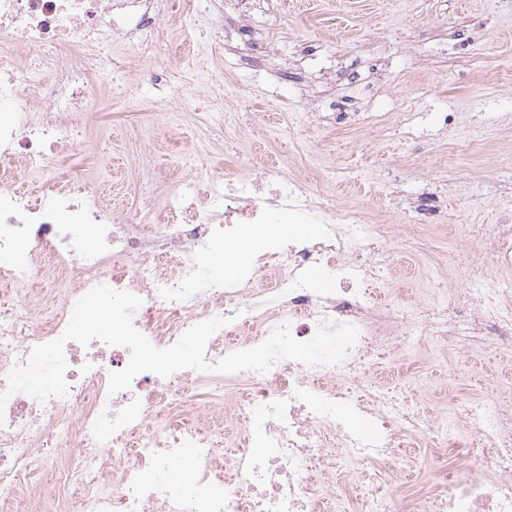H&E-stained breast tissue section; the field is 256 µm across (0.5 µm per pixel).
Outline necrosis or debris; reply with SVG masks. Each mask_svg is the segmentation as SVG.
<instances>
[{"instance_id":"4bbe7bcc","label":"necrosis or debris","mask_w":512,"mask_h":512,"mask_svg":"<svg viewBox=\"0 0 512 512\" xmlns=\"http://www.w3.org/2000/svg\"><path fill=\"white\" fill-rule=\"evenodd\" d=\"M157 0H0V512H18V493L38 471L62 479L42 512H512V379L493 393L448 388L452 415L429 409L431 375L395 381L397 362L420 343L488 351L512 367V224L484 239L497 274L447 288L448 250L414 234L433 272L425 301L378 295L394 248L390 225L337 212L293 182L277 163L243 177L213 164L230 126L224 81L209 85L215 111L193 114L200 131L190 172L164 179L167 198L143 194L113 205L95 172L71 170L86 152L90 76L152 61L163 34ZM122 54L111 55L113 44ZM37 55L24 62L21 50ZM295 215L314 237L268 243L261 253L239 225L262 235ZM231 267L210 277L217 265ZM336 280L323 290L313 272ZM105 285L141 298L133 324L158 349L215 318L214 363L263 343L275 328L310 340L320 322L348 323L358 338L336 365L290 359L264 372L184 369L136 375L113 393L109 376L130 351L95 339L66 342V395L41 401L8 394L7 376L33 347L60 338L76 303ZM370 433L351 429L341 411ZM463 455L479 469L447 486L401 489L425 457L447 465Z\"/></svg>"}]
</instances>
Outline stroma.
Masks as SVG:
<instances>
[{
  "label": "stroma",
  "mask_w": 512,
  "mask_h": 512,
  "mask_svg": "<svg viewBox=\"0 0 512 512\" xmlns=\"http://www.w3.org/2000/svg\"><path fill=\"white\" fill-rule=\"evenodd\" d=\"M196 10L207 27L177 22L152 63L93 80L91 110L113 144L147 114L159 139L173 142L157 154L147 143L119 149L101 168L124 206L134 203L145 165L180 166L195 147L194 125L169 130L160 97L143 78L190 64L194 80L171 95L188 112H208L206 84L223 78L233 91L225 107L254 115L241 133L254 167L277 159L289 177L358 209L367 223L393 225L395 234L423 225L460 250L462 274L490 268L467 228L493 229L512 210V0H262L235 26L217 0H196ZM263 31L277 33L275 55L260 56L253 37ZM115 81L128 84L137 111L121 102L101 110ZM388 112L407 113L409 131L381 122ZM391 263L396 287L424 299L423 260L400 252ZM499 363L493 351L473 362L427 347L403 359L408 371L452 366L462 386L478 390Z\"/></svg>",
  "instance_id": "1"
}]
</instances>
